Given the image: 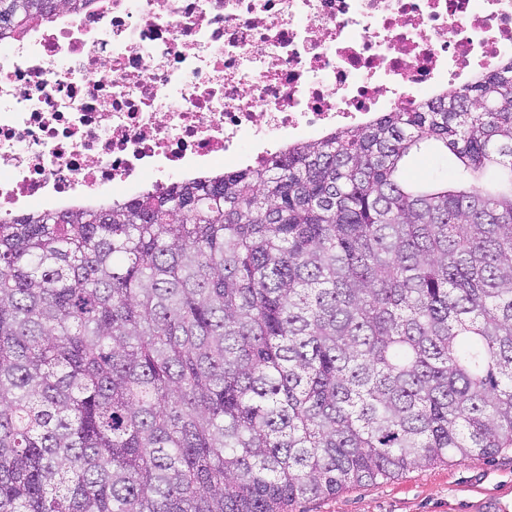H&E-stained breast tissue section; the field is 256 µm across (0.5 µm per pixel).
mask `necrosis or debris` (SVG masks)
Returning <instances> with one entry per match:
<instances>
[{
    "label": "necrosis or debris",
    "instance_id": "necrosis-or-debris-1",
    "mask_svg": "<svg viewBox=\"0 0 512 512\" xmlns=\"http://www.w3.org/2000/svg\"><path fill=\"white\" fill-rule=\"evenodd\" d=\"M512 58V0H93L0 41V218L411 109Z\"/></svg>",
    "mask_w": 512,
    "mask_h": 512
}]
</instances>
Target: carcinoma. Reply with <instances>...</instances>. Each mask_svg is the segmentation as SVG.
<instances>
[{
  "instance_id": "cac0c4a2",
  "label": "carcinoma",
  "mask_w": 512,
  "mask_h": 512,
  "mask_svg": "<svg viewBox=\"0 0 512 512\" xmlns=\"http://www.w3.org/2000/svg\"><path fill=\"white\" fill-rule=\"evenodd\" d=\"M87 2L0 0V37ZM430 146L456 176H406ZM506 448L512 59L255 167L0 220V512H293Z\"/></svg>"
}]
</instances>
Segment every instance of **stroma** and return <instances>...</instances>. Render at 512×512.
<instances>
[{
  "label": "stroma",
  "instance_id": "1",
  "mask_svg": "<svg viewBox=\"0 0 512 512\" xmlns=\"http://www.w3.org/2000/svg\"><path fill=\"white\" fill-rule=\"evenodd\" d=\"M295 512H512V448L304 500Z\"/></svg>",
  "mask_w": 512,
  "mask_h": 512
}]
</instances>
